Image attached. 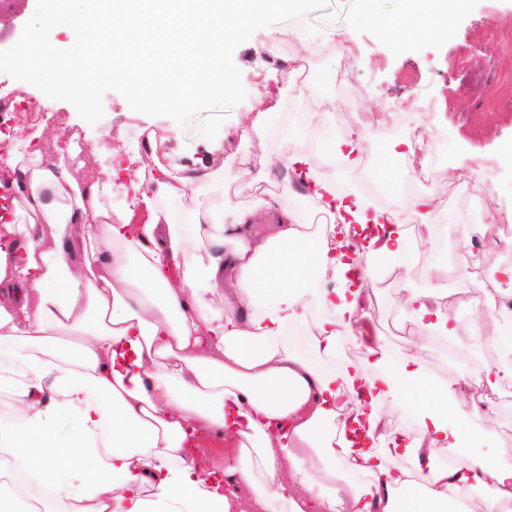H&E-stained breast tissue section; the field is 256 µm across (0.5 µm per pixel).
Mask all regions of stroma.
<instances>
[{
    "mask_svg": "<svg viewBox=\"0 0 512 512\" xmlns=\"http://www.w3.org/2000/svg\"><path fill=\"white\" fill-rule=\"evenodd\" d=\"M400 7L399 0H376L370 13L363 0H334L305 19L257 30L233 54L247 96L211 140L171 118L133 111L112 90L103 96L104 116L90 124L70 103L45 97L4 73L0 101L24 92L45 111L32 120L0 113V126L44 154L64 156L88 177L114 159L148 157L142 137L154 132L163 138L164 164L205 165L234 173L243 183L264 173L261 190L243 191L237 201L265 214L278 212L288 193L282 163L287 155L305 152L320 177L350 193L372 179L381 152H399L393 180L378 184L374 201L414 224L418 216L410 198L432 196L431 222L442 227L446 258L436 261L432 249L413 246L420 266L405 275L386 272L370 324L391 354H409L416 327L401 316L404 298L430 287L428 273L437 271L461 326L452 350L431 346L423 363L436 378L461 379L500 362L489 338L501 319L495 313L477 316L474 301L466 297L473 279H480L484 300L496 291L512 293V278L497 274L486 252L457 245L462 228L490 224L499 256H512V86L505 81L512 71V0H468L447 38L393 43L380 35L376 20ZM297 55L321 88L319 101L293 85ZM263 108L269 111L265 132L249 131L248 117ZM317 108L333 113V123L312 119ZM68 128L80 133V143H64ZM360 128L370 144L353 162L342 164L325 153V145ZM409 141L415 144L411 153L405 147ZM487 405L473 428L478 448L512 446V399L492 397ZM192 454L199 468L210 471L233 465L236 449L205 432L198 434Z\"/></svg>",
    "mask_w": 512,
    "mask_h": 512,
    "instance_id": "obj_1",
    "label": "stroma"
}]
</instances>
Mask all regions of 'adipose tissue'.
<instances>
[{"label":"adipose tissue","instance_id":"ef3b65f1","mask_svg":"<svg viewBox=\"0 0 512 512\" xmlns=\"http://www.w3.org/2000/svg\"><path fill=\"white\" fill-rule=\"evenodd\" d=\"M405 2L378 22L388 39L447 37L466 5ZM165 175L135 226L132 208L107 203L121 190L110 168L85 179L38 152L0 155L15 214L0 224V351L16 368L0 374L11 398L0 459L66 498L65 512H236L241 486L254 512H470L459 494L475 485L481 512H512V448H473L479 405L458 408L455 383L423 369L430 337L457 330L446 288L406 296L421 334L404 362L361 328L381 257L396 267L409 242L435 247L430 220L387 213L383 234L353 243L347 262L290 203L271 224L232 205L204 211L207 167ZM344 334L363 355L326 370ZM404 409L414 433L385 432ZM201 426L238 448L222 476L185 449ZM447 448L449 470L433 462ZM396 457L412 467H390Z\"/></svg>","mask_w":512,"mask_h":512}]
</instances>
